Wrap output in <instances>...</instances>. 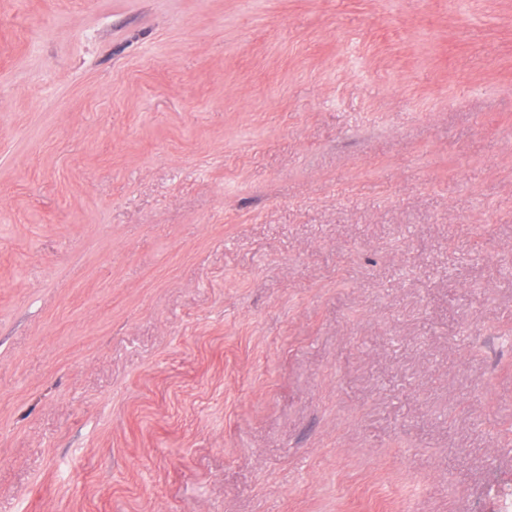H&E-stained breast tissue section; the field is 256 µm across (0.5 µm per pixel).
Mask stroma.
<instances>
[{"instance_id": "35a3bbf8", "label": "stroma", "mask_w": 512, "mask_h": 512, "mask_svg": "<svg viewBox=\"0 0 512 512\" xmlns=\"http://www.w3.org/2000/svg\"><path fill=\"white\" fill-rule=\"evenodd\" d=\"M512 0H0V512L512 503Z\"/></svg>"}]
</instances>
